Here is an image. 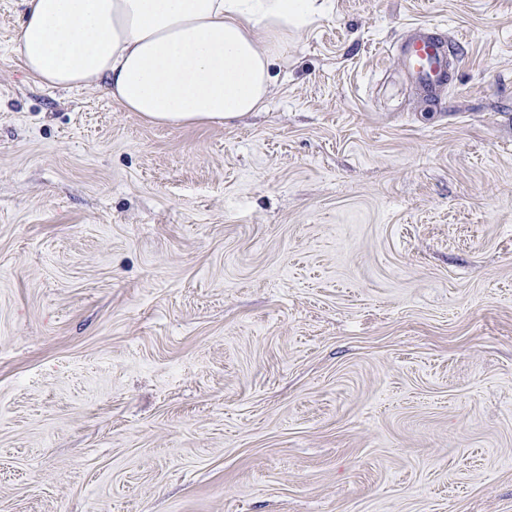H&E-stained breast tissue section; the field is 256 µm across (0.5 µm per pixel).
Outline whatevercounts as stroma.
<instances>
[{
    "instance_id": "stroma-1",
    "label": "stroma",
    "mask_w": 512,
    "mask_h": 512,
    "mask_svg": "<svg viewBox=\"0 0 512 512\" xmlns=\"http://www.w3.org/2000/svg\"><path fill=\"white\" fill-rule=\"evenodd\" d=\"M0 0V512H512V0H331L261 111L40 87ZM456 33L423 98L396 56Z\"/></svg>"
}]
</instances>
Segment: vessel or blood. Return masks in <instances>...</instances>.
<instances>
[{
    "label": "vessel or blood",
    "mask_w": 512,
    "mask_h": 512,
    "mask_svg": "<svg viewBox=\"0 0 512 512\" xmlns=\"http://www.w3.org/2000/svg\"><path fill=\"white\" fill-rule=\"evenodd\" d=\"M399 55L405 71L426 98L436 99L448 86L450 65L455 58L453 45L427 26L415 28Z\"/></svg>",
    "instance_id": "b4317fda"
}]
</instances>
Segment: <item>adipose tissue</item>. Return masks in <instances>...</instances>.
Listing matches in <instances>:
<instances>
[{
  "mask_svg": "<svg viewBox=\"0 0 512 512\" xmlns=\"http://www.w3.org/2000/svg\"><path fill=\"white\" fill-rule=\"evenodd\" d=\"M16 50L46 88L103 89L156 125L260 111L289 31L328 0H23Z\"/></svg>",
  "mask_w": 512,
  "mask_h": 512,
  "instance_id": "ef3b65f1",
  "label": "adipose tissue"
}]
</instances>
